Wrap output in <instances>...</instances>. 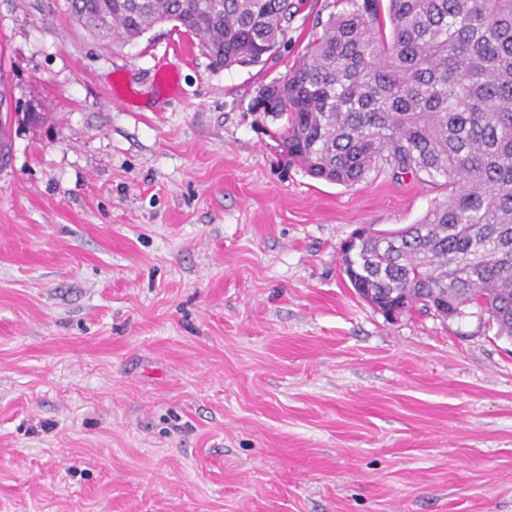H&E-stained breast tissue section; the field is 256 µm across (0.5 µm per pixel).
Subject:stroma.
<instances>
[{
  "label": "stroma",
  "instance_id": "1",
  "mask_svg": "<svg viewBox=\"0 0 512 512\" xmlns=\"http://www.w3.org/2000/svg\"><path fill=\"white\" fill-rule=\"evenodd\" d=\"M286 49L213 69L157 25L0 0V512H512V340L475 308L397 319L340 247L448 188L309 176L252 111Z\"/></svg>",
  "mask_w": 512,
  "mask_h": 512
}]
</instances>
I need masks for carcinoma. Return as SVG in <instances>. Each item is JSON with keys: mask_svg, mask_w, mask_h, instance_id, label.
<instances>
[{"mask_svg": "<svg viewBox=\"0 0 512 512\" xmlns=\"http://www.w3.org/2000/svg\"><path fill=\"white\" fill-rule=\"evenodd\" d=\"M306 55L258 91L288 158L346 186L387 165L445 179L448 197L393 232L342 248L359 295L448 318L475 307L512 339V0H343ZM93 37L129 43L160 21L218 70L257 66L288 43L295 0H68ZM0 112V154L9 151Z\"/></svg>", "mask_w": 512, "mask_h": 512, "instance_id": "obj_1", "label": "carcinoma"}]
</instances>
